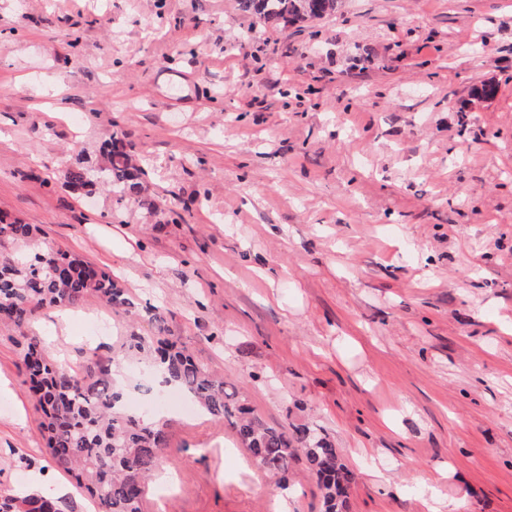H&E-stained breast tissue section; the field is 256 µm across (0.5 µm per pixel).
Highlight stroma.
Listing matches in <instances>:
<instances>
[{
  "label": "stroma",
  "instance_id": "obj_1",
  "mask_svg": "<svg viewBox=\"0 0 512 512\" xmlns=\"http://www.w3.org/2000/svg\"><path fill=\"white\" fill-rule=\"evenodd\" d=\"M115 131L153 209L64 183ZM0 213L134 303L36 312L54 362L162 328L269 423L327 432L347 512H512V0H341L301 27L237 0H0ZM16 338L0 327V491L94 512L46 452ZM162 415L172 481L147 512H322L304 464L270 490L227 423Z\"/></svg>",
  "mask_w": 512,
  "mask_h": 512
}]
</instances>
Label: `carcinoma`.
<instances>
[{"instance_id": "cac0c4a2", "label": "carcinoma", "mask_w": 512, "mask_h": 512, "mask_svg": "<svg viewBox=\"0 0 512 512\" xmlns=\"http://www.w3.org/2000/svg\"><path fill=\"white\" fill-rule=\"evenodd\" d=\"M339 0H239L242 10L265 25L315 21L332 14ZM101 183L119 200L149 205V189L124 138L105 141ZM76 190L92 185L91 170L77 164L63 172ZM95 295L109 307L128 310L132 301L112 275L41 240L29 224L0 215V321L22 329L37 311L75 307ZM21 366L38 396L47 448L96 505V512H145L148 481L160 469L169 445L168 424L129 413L116 386L112 362L91 359L82 371L50 361L35 337H23ZM122 358L142 357L148 368L177 387L212 418L231 426L256 464L284 476L303 462L317 478L323 512H343L355 473L342 463L330 437L307 424L273 426L213 374L177 338L161 333L125 336ZM0 512H63L52 493H0Z\"/></svg>"}]
</instances>
